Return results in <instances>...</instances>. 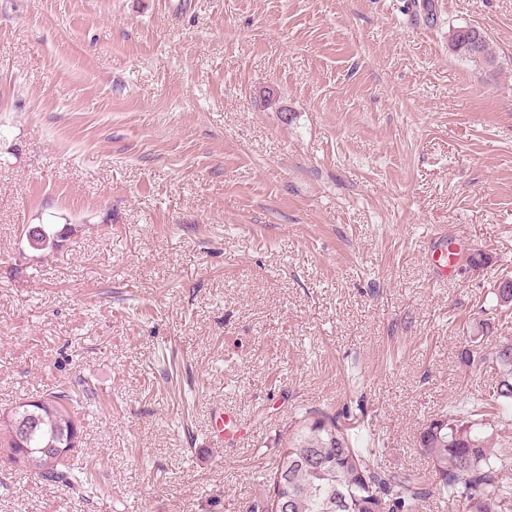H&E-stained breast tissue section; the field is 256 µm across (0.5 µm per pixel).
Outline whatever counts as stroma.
I'll use <instances>...</instances> for the list:
<instances>
[{"label":"stroma","mask_w":512,"mask_h":512,"mask_svg":"<svg viewBox=\"0 0 512 512\" xmlns=\"http://www.w3.org/2000/svg\"><path fill=\"white\" fill-rule=\"evenodd\" d=\"M409 2L0 0V413L88 385L96 485L0 443V512H251L309 411L428 473L512 333V0ZM484 30L476 25L449 28L448 45L451 53L481 67L488 75L497 69V61L489 46Z\"/></svg>","instance_id":"1"}]
</instances>
